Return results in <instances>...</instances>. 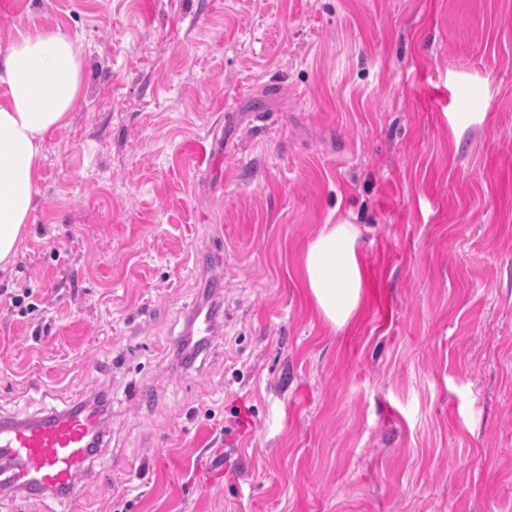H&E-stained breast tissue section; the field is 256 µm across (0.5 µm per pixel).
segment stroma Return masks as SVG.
Wrapping results in <instances>:
<instances>
[{
    "mask_svg": "<svg viewBox=\"0 0 512 512\" xmlns=\"http://www.w3.org/2000/svg\"><path fill=\"white\" fill-rule=\"evenodd\" d=\"M43 28L82 94L0 271V417L110 403L77 495L0 512H512V0H0V47ZM343 222L336 330L301 261ZM354 224H325L302 257V277L317 312L344 328L358 311L364 280Z\"/></svg>",
    "mask_w": 512,
    "mask_h": 512,
    "instance_id": "1",
    "label": "stroma"
}]
</instances>
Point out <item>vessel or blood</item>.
<instances>
[{
	"label": "vessel or blood",
	"instance_id": "b4317fda",
	"mask_svg": "<svg viewBox=\"0 0 512 512\" xmlns=\"http://www.w3.org/2000/svg\"><path fill=\"white\" fill-rule=\"evenodd\" d=\"M101 428V414L85 406L30 423L0 422V491L71 497Z\"/></svg>",
	"mask_w": 512,
	"mask_h": 512
}]
</instances>
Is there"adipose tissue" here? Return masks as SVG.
Wrapping results in <instances>:
<instances>
[{
	"instance_id": "ef3b65f1",
	"label": "adipose tissue",
	"mask_w": 512,
	"mask_h": 512,
	"mask_svg": "<svg viewBox=\"0 0 512 512\" xmlns=\"http://www.w3.org/2000/svg\"><path fill=\"white\" fill-rule=\"evenodd\" d=\"M81 86V50L61 31H28L0 49V270L16 256L35 209L45 142L66 124ZM359 235L352 224L322 225L302 257L309 297L338 330L361 304Z\"/></svg>"
}]
</instances>
